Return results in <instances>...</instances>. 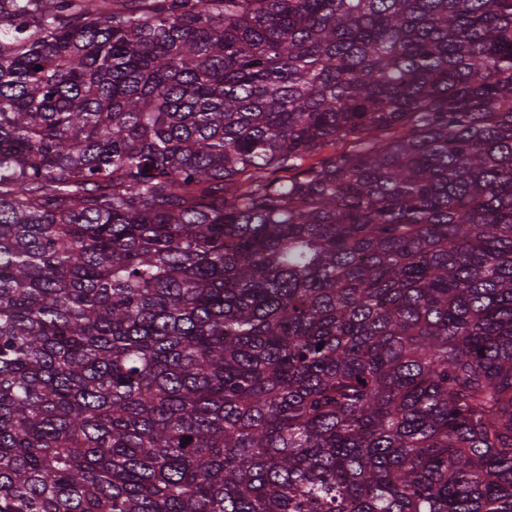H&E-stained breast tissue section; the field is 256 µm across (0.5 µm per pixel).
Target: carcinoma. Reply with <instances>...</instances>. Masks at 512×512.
Wrapping results in <instances>:
<instances>
[{"label":"carcinoma","instance_id":"1","mask_svg":"<svg viewBox=\"0 0 512 512\" xmlns=\"http://www.w3.org/2000/svg\"><path fill=\"white\" fill-rule=\"evenodd\" d=\"M0 512H512V0H0Z\"/></svg>","mask_w":512,"mask_h":512}]
</instances>
